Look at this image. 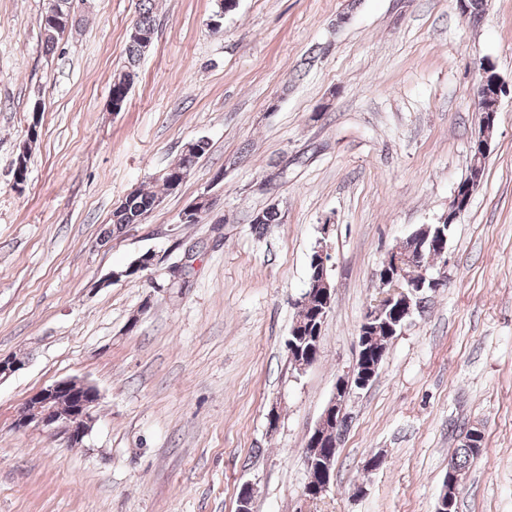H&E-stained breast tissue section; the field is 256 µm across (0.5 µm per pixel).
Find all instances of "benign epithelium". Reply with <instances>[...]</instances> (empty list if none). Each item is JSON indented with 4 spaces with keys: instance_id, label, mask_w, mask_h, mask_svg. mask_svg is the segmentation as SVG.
Wrapping results in <instances>:
<instances>
[{
    "instance_id": "benign-epithelium-1",
    "label": "benign epithelium",
    "mask_w": 512,
    "mask_h": 512,
    "mask_svg": "<svg viewBox=\"0 0 512 512\" xmlns=\"http://www.w3.org/2000/svg\"><path fill=\"white\" fill-rule=\"evenodd\" d=\"M476 189L477 186L471 183L455 189L444 221L455 223ZM446 253L447 237L443 235L434 237L426 246H419L415 252L399 247L393 250V261L375 273L378 297L366 308L362 320L365 328L376 324L387 311L389 331L395 334L404 329L419 311L426 293L435 292L443 285V280L430 276L428 270L439 262L447 263ZM330 261L331 255L325 248L317 249L315 263L320 265L322 276L313 282V286L322 291L324 320L334 303V292L328 279V272L332 271ZM361 364L362 360H355L353 366L337 379L334 394L305 443L307 467L317 471L318 475V480L306 483L303 490L304 497L310 501L326 495L334 482L332 457L320 451L321 444L347 413L348 403L357 391L366 389L374 379V374L364 371ZM24 366L25 361L18 357L0 356V382ZM99 400L98 389L87 381L75 378L56 381L36 391L16 409L14 429H49L62 436L69 446H80L96 422Z\"/></svg>"
}]
</instances>
